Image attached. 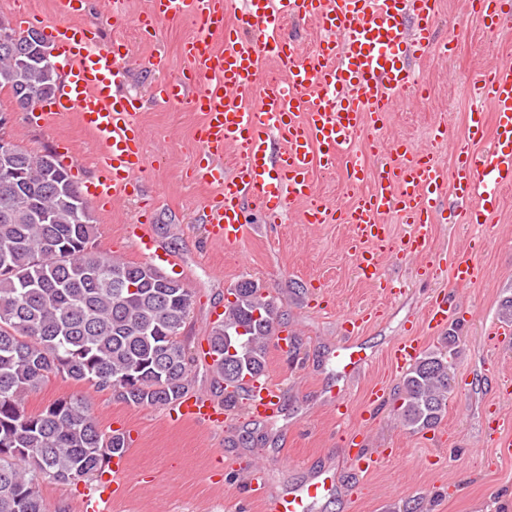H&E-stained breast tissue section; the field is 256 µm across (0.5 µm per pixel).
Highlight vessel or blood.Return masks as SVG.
Wrapping results in <instances>:
<instances>
[{"instance_id": "1", "label": "vessel or blood", "mask_w": 512, "mask_h": 512, "mask_svg": "<svg viewBox=\"0 0 512 512\" xmlns=\"http://www.w3.org/2000/svg\"><path fill=\"white\" fill-rule=\"evenodd\" d=\"M441 0H149L139 17L144 38L157 37L162 19H187L195 33L182 46L186 66L178 77L154 83L150 93L159 103H188L199 112L200 181L215 188L202 207L210 238L231 245L253 232L245 210L255 206L280 215L293 203H304L305 224L342 222L352 227L351 250L360 276L397 296L396 283L382 278L380 260L390 252L415 257L426 252L443 186L477 212H494L502 189L512 186V64L476 73L471 91L477 107L468 115L465 137L456 147L452 169H443L431 154L406 141L390 142L378 134L394 99L410 92L422 96L423 85L410 62L434 45ZM82 0H55L56 18L49 40L65 65L54 94L53 109L34 112L35 125H49L57 114L73 113L101 146L100 173L85 194L91 201L117 202L140 188L147 166L144 131L138 121L141 100L124 90L127 56L121 44H101L78 22ZM485 29L494 31L512 18V0H471ZM235 11L234 26L224 23ZM290 19L311 22L320 33L315 46L298 51L284 35ZM380 157L368 170L358 155L350 156L351 187L370 182L343 212L316 192L314 168L332 170L340 151L351 142ZM235 151L232 168L224 156ZM410 225L408 236L392 241L387 220ZM124 233L143 252L154 246L145 221L125 225ZM486 246L484 236L451 263L460 287L481 275L475 257ZM454 305L433 301L425 315L430 331L446 328ZM421 350L412 336L390 352L396 368L410 365ZM249 407L256 417L278 409L279 388L272 379L246 383ZM181 420L218 422L220 416L205 396H190L177 406ZM330 469L314 472L303 485L277 495L257 484L253 496L265 512H310L330 498Z\"/></svg>"}]
</instances>
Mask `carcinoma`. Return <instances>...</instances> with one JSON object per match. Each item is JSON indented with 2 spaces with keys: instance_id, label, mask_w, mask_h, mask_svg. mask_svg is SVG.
<instances>
[{
  "instance_id": "1",
  "label": "carcinoma",
  "mask_w": 512,
  "mask_h": 512,
  "mask_svg": "<svg viewBox=\"0 0 512 512\" xmlns=\"http://www.w3.org/2000/svg\"><path fill=\"white\" fill-rule=\"evenodd\" d=\"M17 49L0 45V91L27 94L29 109L51 99L57 67L19 70ZM83 199L78 209L73 197ZM96 224L58 157L12 145L0 151V512H44L39 481L62 484L98 474L127 449L106 434L91 404L61 397L39 413L28 393L49 376L90 383L134 406H171L189 389L193 361L182 330L192 294L151 264L116 260L93 246ZM122 271L134 289L112 287ZM208 337L212 372L225 386L267 374V345L281 325L276 298L242 280ZM448 353L421 357L403 379L401 423L436 426L448 409Z\"/></svg>"
}]
</instances>
